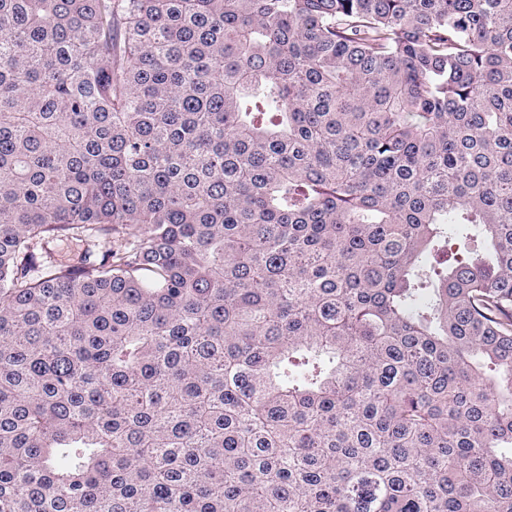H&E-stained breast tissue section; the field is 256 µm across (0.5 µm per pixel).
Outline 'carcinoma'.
<instances>
[{"mask_svg": "<svg viewBox=\"0 0 512 512\" xmlns=\"http://www.w3.org/2000/svg\"><path fill=\"white\" fill-rule=\"evenodd\" d=\"M0 512H512V0H0Z\"/></svg>", "mask_w": 512, "mask_h": 512, "instance_id": "1", "label": "carcinoma"}]
</instances>
